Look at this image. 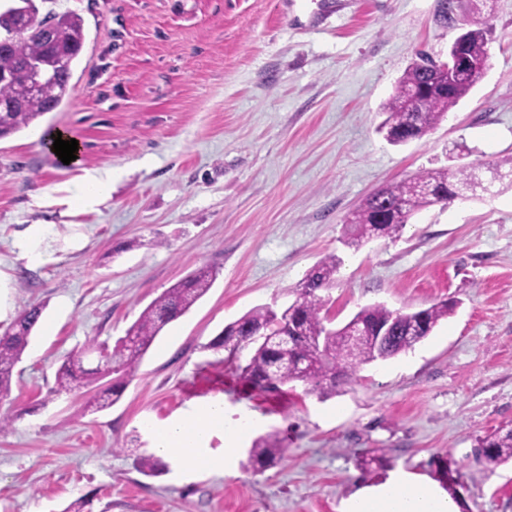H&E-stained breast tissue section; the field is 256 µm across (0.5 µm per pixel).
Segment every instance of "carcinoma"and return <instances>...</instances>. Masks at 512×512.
I'll list each match as a JSON object with an SVG mask.
<instances>
[{"label": "carcinoma", "mask_w": 512, "mask_h": 512, "mask_svg": "<svg viewBox=\"0 0 512 512\" xmlns=\"http://www.w3.org/2000/svg\"><path fill=\"white\" fill-rule=\"evenodd\" d=\"M44 20L51 23L55 40L48 45L41 27L33 24L13 40L0 45V100L12 101L32 81L35 70L42 73L37 92L12 107L0 110V139L29 127L45 113L57 109L67 95L66 79L72 77L85 34L82 18L73 12H50ZM468 52L476 58L487 57L488 31H468ZM432 61L420 56L397 81L394 93L382 110L386 118L380 126L392 145L420 140L447 117L448 112L466 97L475 81L462 79L443 90L431 82ZM505 176L492 192L512 190V157L502 160L497 169ZM474 177V171L460 166L423 170L399 182L382 187L367 197L347 220L345 243L360 247L370 239L396 237L417 212L455 200L458 192ZM339 260L330 255L315 265L299 284L298 299L277 314L269 306H257L228 324L208 344V348H227L234 354L245 347L252 353L242 369L244 377L258 390L272 392L294 382L309 385L310 391H334L351 381L359 368L378 359L386 360L411 350L428 336L436 325L454 310L456 302L442 300L426 308L404 313L383 305L362 308L357 316L370 325L399 324V332L385 343L373 336H350L351 323L339 328L326 325L322 314L326 305L320 291L331 288ZM216 272L202 266L184 280L156 297L113 346L92 341L68 356L56 374V391L88 386L108 376V386L88 401L86 409L99 412L112 407L122 396L142 357L155 338L171 321L182 316L212 287ZM42 308L34 305L22 312L11 331L0 336V395L11 389L12 373L21 361ZM288 330V340L276 337ZM95 354L98 364L84 367V359ZM286 448L278 432L257 437L249 449V458L262 471L284 459ZM485 462L497 465L512 460V425L499 428L479 442Z\"/></svg>", "instance_id": "obj_1"}]
</instances>
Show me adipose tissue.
Masks as SVG:
<instances>
[{"instance_id": "obj_1", "label": "adipose tissue", "mask_w": 512, "mask_h": 512, "mask_svg": "<svg viewBox=\"0 0 512 512\" xmlns=\"http://www.w3.org/2000/svg\"><path fill=\"white\" fill-rule=\"evenodd\" d=\"M256 422L248 413L228 418L223 399L217 398L165 425L148 421L143 428L157 456L197 471L221 473L233 464L240 440ZM217 434L224 437L220 455L208 447ZM342 512H458V507L425 477L398 472L380 486L360 488L344 501Z\"/></svg>"}]
</instances>
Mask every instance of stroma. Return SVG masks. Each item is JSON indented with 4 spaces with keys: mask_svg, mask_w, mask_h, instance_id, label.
Instances as JSON below:
<instances>
[{
    "mask_svg": "<svg viewBox=\"0 0 512 512\" xmlns=\"http://www.w3.org/2000/svg\"><path fill=\"white\" fill-rule=\"evenodd\" d=\"M71 11L85 43L63 104L0 139V335L42 316L0 396V512H340L391 473L428 476L459 512H512V461L476 460L512 422V192L434 205L399 237L344 243L351 213L417 172L512 156V0H487L483 78L423 139L391 145L380 106L418 52L446 60L458 31L441 0H40ZM78 142L63 165L48 142ZM112 171L83 206L75 185ZM42 225L44 261L24 247ZM340 265L324 311L340 325L373 304L404 312L456 300L415 349L362 366L335 392L277 393L243 376L249 352L209 342L253 307L283 310L327 256ZM217 280L170 323L110 409L56 392L88 339L124 336L196 268ZM221 398L287 435L283 461L253 471L243 438L223 474L169 464L144 474L142 427ZM111 184V169L86 171L78 182L76 196L83 203L103 201L110 194Z\"/></svg>",
    "mask_w": 512,
    "mask_h": 512,
    "instance_id": "35a3bbf8",
    "label": "stroma"
}]
</instances>
